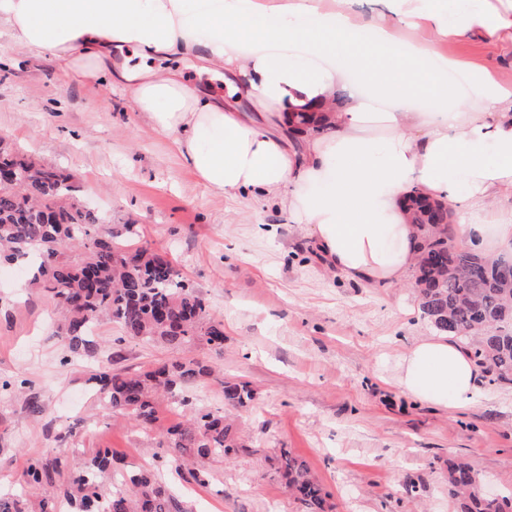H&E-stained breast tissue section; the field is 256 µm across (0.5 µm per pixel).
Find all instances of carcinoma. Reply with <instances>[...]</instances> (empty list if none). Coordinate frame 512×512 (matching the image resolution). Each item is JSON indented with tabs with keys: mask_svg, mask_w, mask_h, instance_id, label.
<instances>
[{
	"mask_svg": "<svg viewBox=\"0 0 512 512\" xmlns=\"http://www.w3.org/2000/svg\"><path fill=\"white\" fill-rule=\"evenodd\" d=\"M0 261L31 254L39 264L31 283L42 289L60 314L59 329L73 353L93 355L91 324L104 318L144 343L181 347L203 342L224 350V324L197 290L180 276L168 254L148 245L133 246L99 231L97 212L79 198L74 177L42 165L0 140ZM412 223L423 231L414 288L431 326L460 339L488 381L512 385V279L498 273L497 261L468 245L448 252L453 233L448 205L413 192L407 197ZM214 375V367L189 357L136 373L103 365L89 377L99 399L132 423L152 427L160 398L185 407L189 419L159 432L162 462L200 486L210 483L212 457H236L246 450L239 429L224 413L193 403L191 393ZM224 407L238 410L254 399L249 383L219 380ZM114 454L97 448L84 460L57 452L28 461L24 484L42 489L38 512H58V500L78 512H186L181 500L151 471L123 479L104 490L100 473L112 469ZM277 471L303 512H332L320 484L305 463L286 448L276 456ZM448 493L460 512H504L512 492L488 497L466 465L448 463Z\"/></svg>",
	"mask_w": 512,
	"mask_h": 512,
	"instance_id": "obj_1",
	"label": "carcinoma"
}]
</instances>
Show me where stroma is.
<instances>
[{"label": "stroma", "mask_w": 512, "mask_h": 512, "mask_svg": "<svg viewBox=\"0 0 512 512\" xmlns=\"http://www.w3.org/2000/svg\"><path fill=\"white\" fill-rule=\"evenodd\" d=\"M444 54L493 68L512 85V50L473 35ZM0 138L72 174L102 231L136 225L168 252L224 324V354L207 346L149 345L104 320L97 356L70 353L54 307L30 288L26 265L0 264V497L22 490L29 459L74 433L80 455L111 448L123 471H158L191 512H301L275 467L280 449L308 466L333 512H457L448 460L478 474L487 495L512 492V386L480 382L473 401L440 408L399 383V363L434 330L412 283L378 288L327 268L301 224L271 204L219 195L185 168L171 136L153 130L118 86L64 83L51 56L28 57L0 39ZM212 359L255 397L235 411L248 453L212 458L203 487L162 467L156 431L104 406L87 379L100 362L138 370ZM39 394L45 418L28 415Z\"/></svg>", "instance_id": "obj_1"}]
</instances>
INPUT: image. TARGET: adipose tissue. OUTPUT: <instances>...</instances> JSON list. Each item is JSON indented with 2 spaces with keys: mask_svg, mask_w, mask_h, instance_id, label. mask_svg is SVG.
<instances>
[{
  "mask_svg": "<svg viewBox=\"0 0 512 512\" xmlns=\"http://www.w3.org/2000/svg\"><path fill=\"white\" fill-rule=\"evenodd\" d=\"M363 24L351 0H0V37L57 59L67 81L128 90L215 193L264 200L305 225L329 265L373 285L406 282L419 238L410 193L477 210L512 239V86L484 66L466 88L440 47L479 33L512 43V0H380ZM175 57L224 81L223 94L152 68ZM442 58V57H441ZM346 73L368 94L336 106ZM433 98L435 110L415 105ZM311 112L332 134L294 131ZM484 373L455 339L417 343L401 385L431 405L469 404Z\"/></svg>",
  "mask_w": 512,
  "mask_h": 512,
  "instance_id": "adipose-tissue-1",
  "label": "adipose tissue"
}]
</instances>
